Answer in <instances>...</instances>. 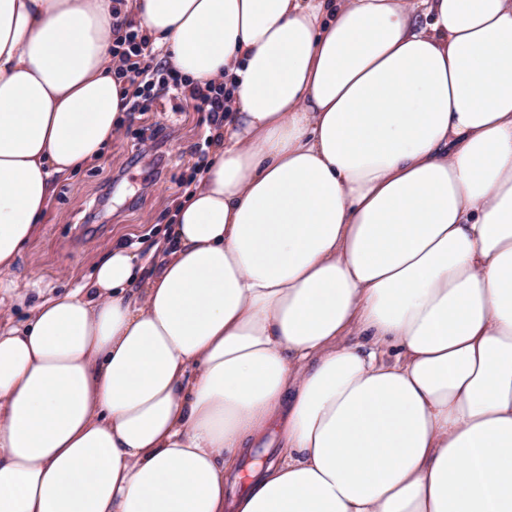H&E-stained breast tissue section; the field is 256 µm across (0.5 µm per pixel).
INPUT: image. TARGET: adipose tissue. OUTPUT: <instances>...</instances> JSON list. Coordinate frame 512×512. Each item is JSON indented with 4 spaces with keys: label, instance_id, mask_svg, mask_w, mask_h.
<instances>
[{
    "label": "adipose tissue",
    "instance_id": "1",
    "mask_svg": "<svg viewBox=\"0 0 512 512\" xmlns=\"http://www.w3.org/2000/svg\"><path fill=\"white\" fill-rule=\"evenodd\" d=\"M113 6L0 0L1 274L121 126ZM120 8L226 111L148 255L0 322V512H512V0ZM253 448L250 456L240 462L238 467L237 489H243L247 486L250 479V471L258 463H265L275 459L276 455L282 448H263L265 445H258Z\"/></svg>",
    "mask_w": 512,
    "mask_h": 512
}]
</instances>
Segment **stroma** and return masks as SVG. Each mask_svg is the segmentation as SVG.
<instances>
[{"mask_svg":"<svg viewBox=\"0 0 512 512\" xmlns=\"http://www.w3.org/2000/svg\"><path fill=\"white\" fill-rule=\"evenodd\" d=\"M207 118L194 102L174 98L126 113L104 155L59 182L41 234L7 276L25 297L13 308L15 321L44 294L88 279L112 243L150 251L201 158Z\"/></svg>","mask_w":512,"mask_h":512,"instance_id":"35a3bbf8","label":"stroma"}]
</instances>
